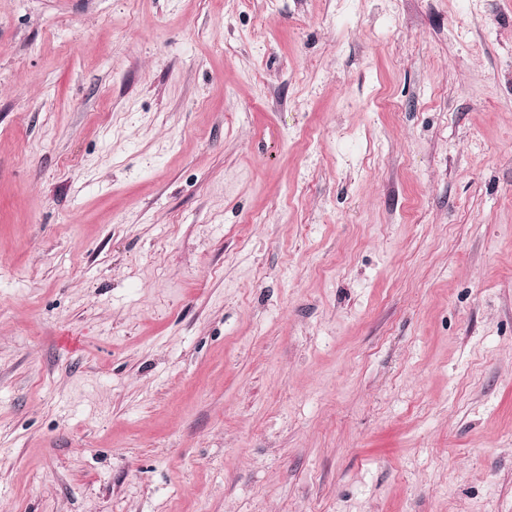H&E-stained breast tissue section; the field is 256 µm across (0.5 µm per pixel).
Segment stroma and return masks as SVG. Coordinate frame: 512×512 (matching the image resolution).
Instances as JSON below:
<instances>
[{
	"instance_id": "1",
	"label": "stroma",
	"mask_w": 512,
	"mask_h": 512,
	"mask_svg": "<svg viewBox=\"0 0 512 512\" xmlns=\"http://www.w3.org/2000/svg\"><path fill=\"white\" fill-rule=\"evenodd\" d=\"M0 512H512V0H0Z\"/></svg>"
}]
</instances>
